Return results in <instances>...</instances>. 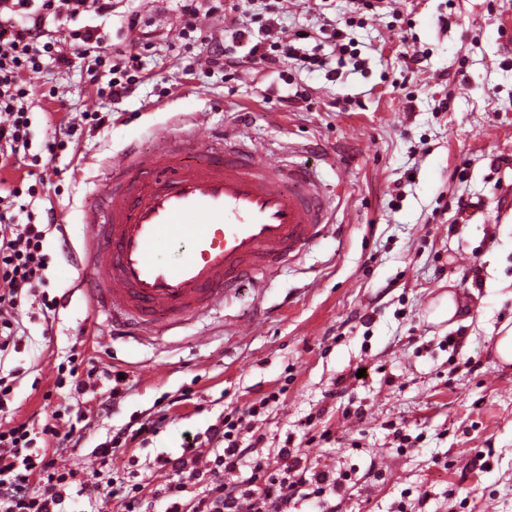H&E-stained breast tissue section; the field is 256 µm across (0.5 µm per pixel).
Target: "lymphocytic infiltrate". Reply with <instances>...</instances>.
I'll use <instances>...</instances> for the list:
<instances>
[{"label": "lymphocytic infiltrate", "instance_id": "f902f5d3", "mask_svg": "<svg viewBox=\"0 0 512 512\" xmlns=\"http://www.w3.org/2000/svg\"><path fill=\"white\" fill-rule=\"evenodd\" d=\"M112 7V0H0V171L15 168L31 146L34 80L43 69V59L61 69L81 59L93 74L107 68L112 101L118 103L130 95L135 78L129 58L106 53L109 36L101 21L111 16ZM282 8V0H270L261 16L248 14L240 0H176L178 36L188 39L199 30L201 19L219 16L226 24L208 35V67L230 76L250 65L273 72L291 62L303 69L324 68L325 58L300 51V33L256 40V30L268 28L271 16ZM63 26L69 29L66 45L55 36ZM35 195L32 185L13 188L0 207V358L19 351L17 310L23 299L45 285L43 243L56 225V216L50 208L32 214L29 200ZM278 400L277 394H268L243 410L239 419L219 420L204 434L191 436L179 456H157L159 470L174 475L157 491L167 502L164 512H292L296 495L319 499L341 490L349 473L333 476L308 470L299 448H278V460L273 463L254 455L260 437L242 446L245 421ZM61 418L56 410L44 421L26 419L0 427V512H65L76 473L60 463L55 450L37 443L39 435H58ZM163 423L160 417L130 421L97 448L101 464H108L117 451H128L140 438L157 433ZM246 458L251 461L250 476L231 482ZM94 488L100 498L114 503L115 512H147L149 507L141 483L111 479L95 483Z\"/></svg>", "mask_w": 512, "mask_h": 512}]
</instances>
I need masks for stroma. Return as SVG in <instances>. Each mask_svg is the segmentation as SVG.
<instances>
[{"label":"stroma","instance_id":"obj_1","mask_svg":"<svg viewBox=\"0 0 512 512\" xmlns=\"http://www.w3.org/2000/svg\"><path fill=\"white\" fill-rule=\"evenodd\" d=\"M322 5L317 13L287 0L277 26L309 31L303 46L339 68L333 81L292 64L231 80L200 67V43L138 42L123 12L174 25L171 0H119L106 22L111 52L135 54L144 76L121 104L96 95L84 64L38 76L32 152L62 117L98 111L112 122L78 127L76 151L59 152L34 202L54 207L70 250L58 254L48 237L47 292L59 305L47 322L23 300L26 336L0 360V373L15 375L8 407L21 418L46 404L81 411L80 448L52 445L83 477L99 467L94 448L130 420L171 412L172 422L110 465L123 478L136 459L151 512L164 510L154 491L166 476L151 470L158 454L180 452L184 434L273 391L279 400L259 422L265 453L289 439L310 466L352 473L325 512H512V364L495 350L500 329L512 327V46L502 36L512 0H390L348 29L357 68L337 67L332 53L331 25L351 17L352 0ZM443 14L450 26L439 25ZM406 19L425 52L413 76L399 63ZM296 90L308 93L307 110L280 107L279 96ZM339 99L345 109L334 108ZM162 131L241 134L344 192L330 200L318 245L260 283L243 281L223 307L138 339L114 331L81 287L90 276L85 211L102 169L129 145L151 151ZM460 196L475 202L474 219L457 214ZM451 298L464 309L450 320ZM451 334L461 339L454 351ZM92 365L123 373L116 410L105 409L115 386L105 379L71 399L70 370ZM359 366L366 373L353 378Z\"/></svg>","mask_w":512,"mask_h":512}]
</instances>
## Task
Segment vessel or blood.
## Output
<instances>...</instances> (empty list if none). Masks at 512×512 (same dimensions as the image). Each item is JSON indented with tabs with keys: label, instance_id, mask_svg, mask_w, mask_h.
Returning a JSON list of instances; mask_svg holds the SVG:
<instances>
[{
	"label": "vessel or blood",
	"instance_id": "b4317fda",
	"mask_svg": "<svg viewBox=\"0 0 512 512\" xmlns=\"http://www.w3.org/2000/svg\"><path fill=\"white\" fill-rule=\"evenodd\" d=\"M154 151L116 160L86 214L98 311L131 334L168 330L223 304L315 246L331 222L314 169L266 159L225 133L199 142L161 133ZM182 252L175 264L162 247Z\"/></svg>",
	"mask_w": 512,
	"mask_h": 512
}]
</instances>
